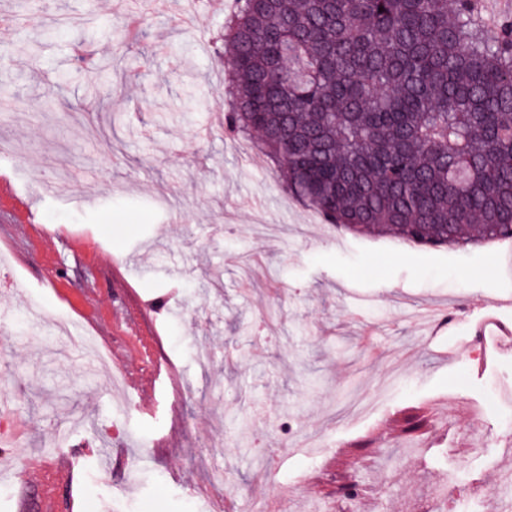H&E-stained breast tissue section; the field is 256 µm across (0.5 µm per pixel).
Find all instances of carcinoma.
<instances>
[{
    "label": "carcinoma",
    "mask_w": 512,
    "mask_h": 512,
    "mask_svg": "<svg viewBox=\"0 0 512 512\" xmlns=\"http://www.w3.org/2000/svg\"><path fill=\"white\" fill-rule=\"evenodd\" d=\"M481 0H234L224 133L260 136L339 231L466 250L512 241V15ZM354 512L363 489H339Z\"/></svg>",
    "instance_id": "obj_1"
}]
</instances>
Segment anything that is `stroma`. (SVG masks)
Segmentation results:
<instances>
[{"mask_svg":"<svg viewBox=\"0 0 512 512\" xmlns=\"http://www.w3.org/2000/svg\"><path fill=\"white\" fill-rule=\"evenodd\" d=\"M182 11L181 27L171 25ZM0 173L43 228L0 246V448L7 488L46 458H73L82 512H419L438 467L458 512L512 503V408L489 410L470 449L469 405L512 384V350L482 343L486 306L512 299L506 244L425 249L340 232L227 140L225 10L198 0H0ZM134 14L143 36L129 41ZM450 313L430 336L425 314ZM118 336L126 365L162 357L153 414L111 389V364L57 335L56 316ZM213 353L199 378L196 352ZM427 417L418 457L404 418ZM165 440L163 453L150 445ZM208 448L199 451V440Z\"/></svg>","mask_w":512,"mask_h":512,"instance_id":"obj_1","label":"stroma"}]
</instances>
